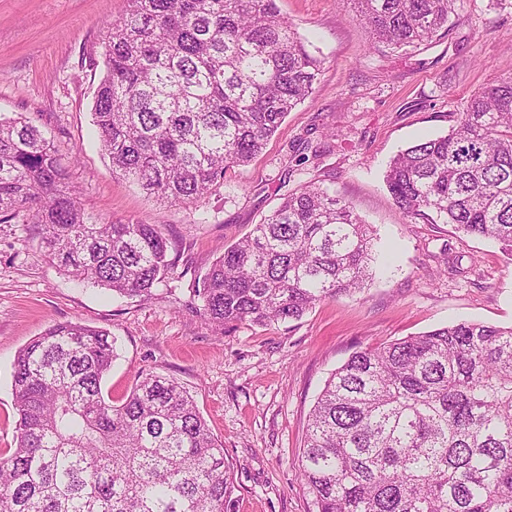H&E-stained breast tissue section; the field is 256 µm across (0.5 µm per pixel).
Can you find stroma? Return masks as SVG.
I'll use <instances>...</instances> for the list:
<instances>
[{
  "label": "stroma",
  "instance_id": "1",
  "mask_svg": "<svg viewBox=\"0 0 512 512\" xmlns=\"http://www.w3.org/2000/svg\"><path fill=\"white\" fill-rule=\"evenodd\" d=\"M321 62L312 97L289 113L220 192L169 206L113 176L95 134L92 97L102 42L123 0H0V116H24L70 165L87 212L162 225L182 277L152 301L112 298L61 273L36 225L0 224V449L14 445L12 363L57 322L109 330L118 358L102 383L112 400L141 376L175 379L224 447L232 512H315L298 459L308 414L356 350L461 320L512 326V259L449 224L406 223L384 170L408 145L443 135L470 96L512 76V0H458L447 33L415 48L371 47L337 0H277ZM315 180L376 231L369 286L317 304L301 319L218 331L197 312V282L288 192ZM458 261L444 271L442 255Z\"/></svg>",
  "mask_w": 512,
  "mask_h": 512
}]
</instances>
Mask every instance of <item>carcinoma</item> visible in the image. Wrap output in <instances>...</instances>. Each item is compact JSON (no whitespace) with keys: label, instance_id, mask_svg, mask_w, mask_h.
<instances>
[{"label":"carcinoma","instance_id":"1","mask_svg":"<svg viewBox=\"0 0 512 512\" xmlns=\"http://www.w3.org/2000/svg\"><path fill=\"white\" fill-rule=\"evenodd\" d=\"M373 45L416 47L457 0H343ZM108 30L93 122L112 173L172 206L224 187L314 90L321 61L277 0H124ZM407 222L452 224L512 256V77L474 93L448 133L390 160ZM41 227L44 255L118 296L176 273L158 224L91 216L31 120L0 118V223ZM373 230L301 184L224 249L195 290L216 330L301 318L371 279ZM116 339L49 326L13 362L14 447L0 512H227L224 448L193 397L146 374L119 403L101 384ZM299 471L317 512H512V326L463 321L354 352L310 410Z\"/></svg>","mask_w":512,"mask_h":512}]
</instances>
